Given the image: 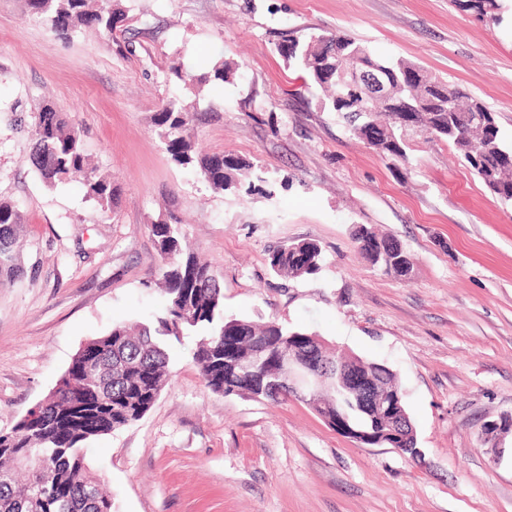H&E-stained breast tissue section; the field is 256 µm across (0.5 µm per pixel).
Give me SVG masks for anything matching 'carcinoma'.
Here are the masks:
<instances>
[{"label":"carcinoma","mask_w":512,"mask_h":512,"mask_svg":"<svg viewBox=\"0 0 512 512\" xmlns=\"http://www.w3.org/2000/svg\"><path fill=\"white\" fill-rule=\"evenodd\" d=\"M465 11L499 24L503 0H454ZM28 12L44 19L52 31L67 39L83 28L110 36L124 26L126 13L112 0H25ZM278 51L305 83L324 93L322 105L362 139L369 120L388 125L392 141L376 151L394 162H407L414 135L393 123L395 112L386 102L367 99L344 85L342 76L357 62L380 71L396 82L397 95L420 112V126L436 138L452 143L492 193L512 204V144L504 142L493 112L478 98L457 86L432 78L415 63L374 57L350 36L336 32L305 41L285 38ZM230 66L221 64L195 75L180 64L170 74L192 89L222 84ZM194 111L177 100L165 103L154 116L158 135L172 160L190 168L216 193L246 188L253 192L254 165L232 154H200L194 146ZM30 161L44 183L53 186L70 178L81 181L85 196L104 211L112 210L116 188L112 179L87 167L79 132L62 113L49 105L31 113ZM23 218L15 205L0 201V278L11 279L19 268L15 245ZM161 264L155 277L166 304L153 324L134 328L116 325L106 335L87 343L90 352L66 370L70 382L55 390L36 417L20 418L11 430L0 432V512H112V497L89 472L84 448L93 439L121 430L140 420L153 406L168 381L167 343L187 332L201 336L193 352L206 387L222 395H241L235 361L256 362L252 388L288 369V361L307 350L318 357L327 350L311 333L290 330L275 321L256 322L224 317V288L206 262L191 252L179 227L166 221L151 225ZM354 239L361 257L373 267L398 278L412 269L409 255L392 238L366 225L356 227ZM322 250L303 241L269 253L271 270L280 276L305 278L321 270ZM381 382L392 387L397 376L388 366L355 357ZM307 404L322 419L346 409L352 425L371 429L347 387L329 374Z\"/></svg>","instance_id":"cac0c4a2"}]
</instances>
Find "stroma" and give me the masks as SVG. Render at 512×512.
<instances>
[{"label":"stroma","instance_id":"obj_1","mask_svg":"<svg viewBox=\"0 0 512 512\" xmlns=\"http://www.w3.org/2000/svg\"><path fill=\"white\" fill-rule=\"evenodd\" d=\"M125 31L57 37L0 0V198L24 216L22 274L0 283V431L58 384L89 339L151 323L165 306L150 226L179 222L224 286L228 318L319 335L397 375L423 452L414 460L329 427L305 402L224 396L204 384L191 333L170 342V378L136 423L88 443L113 512H512V204L447 141L418 138L394 167L357 140L277 51L340 31L480 98L512 142V18L492 25L455 0H118ZM200 74L196 148L253 162L274 186L216 194L176 164L153 117ZM42 104L78 130L118 201L102 212L77 180L46 186L23 117ZM367 225L410 255L398 279L359 256ZM320 245L317 275L287 278L269 250ZM230 70L231 68L228 64L222 63L221 65L215 66L211 72L195 75L184 70L183 66L179 63L170 67V74L177 80L183 82L187 88L194 89L196 85H199V87L210 84L224 85V80L227 78ZM506 428L512 430V415L503 416L497 421H491L484 428L485 441L490 444L491 451L495 456L501 453V445L507 435Z\"/></svg>","mask_w":512,"mask_h":512}]
</instances>
